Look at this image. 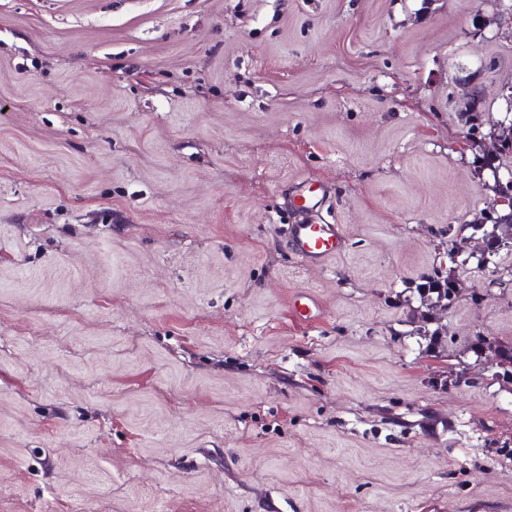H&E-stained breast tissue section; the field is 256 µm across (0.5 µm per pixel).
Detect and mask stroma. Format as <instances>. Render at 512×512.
Here are the masks:
<instances>
[{
    "label": "stroma",
    "instance_id": "stroma-1",
    "mask_svg": "<svg viewBox=\"0 0 512 512\" xmlns=\"http://www.w3.org/2000/svg\"><path fill=\"white\" fill-rule=\"evenodd\" d=\"M510 85L512 0H0V512H512ZM325 190L308 187L292 200V207L300 217L287 227L288 243L297 260L305 266H323L342 248L343 237L339 226L313 224L308 216L324 203Z\"/></svg>",
    "mask_w": 512,
    "mask_h": 512
}]
</instances>
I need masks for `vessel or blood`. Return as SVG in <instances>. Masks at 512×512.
<instances>
[{
    "label": "vessel or blood",
    "instance_id": "obj_1",
    "mask_svg": "<svg viewBox=\"0 0 512 512\" xmlns=\"http://www.w3.org/2000/svg\"><path fill=\"white\" fill-rule=\"evenodd\" d=\"M324 197L322 188L310 187L302 190L292 200V207L299 219L287 227L288 242L297 260L305 266L325 265L343 245L338 227L315 224L309 219L313 211L321 208Z\"/></svg>",
    "mask_w": 512,
    "mask_h": 512
}]
</instances>
